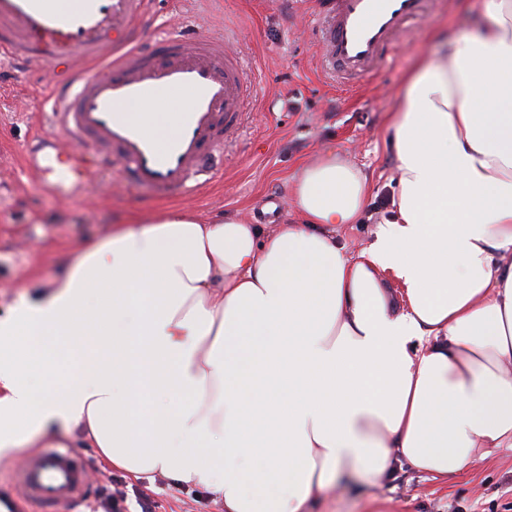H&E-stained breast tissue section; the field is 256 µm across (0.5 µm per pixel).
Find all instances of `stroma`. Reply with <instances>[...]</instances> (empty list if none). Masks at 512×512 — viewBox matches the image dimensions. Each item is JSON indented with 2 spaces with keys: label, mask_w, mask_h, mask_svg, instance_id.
I'll list each match as a JSON object with an SVG mask.
<instances>
[{
  "label": "stroma",
  "mask_w": 512,
  "mask_h": 512,
  "mask_svg": "<svg viewBox=\"0 0 512 512\" xmlns=\"http://www.w3.org/2000/svg\"><path fill=\"white\" fill-rule=\"evenodd\" d=\"M154 8L170 31L193 24L237 34L233 47L249 58L256 86L243 140L225 150L222 176L186 198L144 199L116 169L80 195L57 197L24 157L37 148L40 114L60 70L0 58V315L62 276L77 247L99 242L132 214L186 208L203 220L230 214L272 230L294 216L295 170L323 149L347 155L373 185L362 223L338 231L350 249L367 247L396 189L389 115L404 75L417 54L437 50L436 31L460 36L475 23L463 0H435L430 17L398 41L393 62L363 88L350 89L319 72L311 0H154ZM274 197L280 207L273 211ZM37 447L76 450L93 464L87 498L75 512H96L116 488L124 493L118 512H142L145 495L156 503L153 512H224L220 500L193 486L112 469L79 433L51 432ZM309 512H512V450L476 457L465 475L442 481L409 468L382 488L344 477L335 489L314 493Z\"/></svg>",
  "instance_id": "1"
}]
</instances>
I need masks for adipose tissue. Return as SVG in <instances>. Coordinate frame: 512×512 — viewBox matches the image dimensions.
Returning a JSON list of instances; mask_svg holds the SVG:
<instances>
[{
    "instance_id": "ef3b65f1",
    "label": "adipose tissue",
    "mask_w": 512,
    "mask_h": 512,
    "mask_svg": "<svg viewBox=\"0 0 512 512\" xmlns=\"http://www.w3.org/2000/svg\"><path fill=\"white\" fill-rule=\"evenodd\" d=\"M420 56L389 117L397 189L333 150L297 220L137 213L0 316V458L82 429L113 467L308 512L343 474H463L512 449V0Z\"/></svg>"
}]
</instances>
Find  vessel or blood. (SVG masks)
I'll return each mask as SVG.
<instances>
[{
	"label": "vessel or blood",
	"mask_w": 512,
	"mask_h": 512,
	"mask_svg": "<svg viewBox=\"0 0 512 512\" xmlns=\"http://www.w3.org/2000/svg\"><path fill=\"white\" fill-rule=\"evenodd\" d=\"M430 2L316 0L321 74L362 86ZM156 20L152 0H0V53L66 67L50 94L45 152L25 157L50 192L79 194L112 162L159 200L198 191L222 174L224 148L242 135L256 92L248 62L229 51L228 32L191 28L144 47L142 34ZM175 93L188 95L189 108L170 113L166 139L147 133L143 117L128 110ZM66 140L81 144L83 154L64 168ZM88 480V466L73 450L37 452L16 474L22 499L37 512H61Z\"/></svg>",
	"instance_id": "b4317fda"
}]
</instances>
